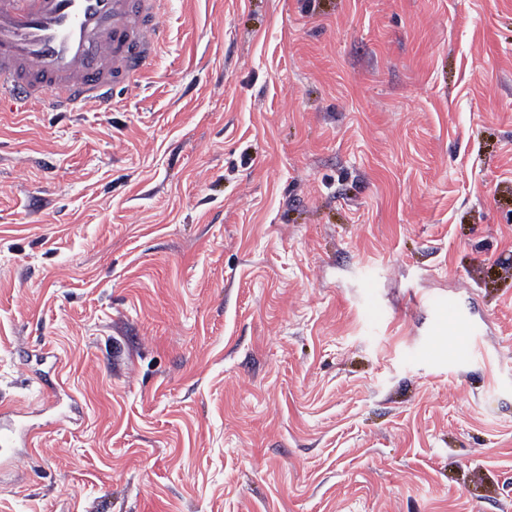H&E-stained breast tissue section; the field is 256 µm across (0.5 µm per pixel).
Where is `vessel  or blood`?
<instances>
[{
	"mask_svg": "<svg viewBox=\"0 0 512 512\" xmlns=\"http://www.w3.org/2000/svg\"><path fill=\"white\" fill-rule=\"evenodd\" d=\"M160 0H0V99L110 103L154 60Z\"/></svg>",
	"mask_w": 512,
	"mask_h": 512,
	"instance_id": "b4317fda",
	"label": "vessel or blood"
}]
</instances>
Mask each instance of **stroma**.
<instances>
[{
    "label": "stroma",
    "mask_w": 512,
    "mask_h": 512,
    "mask_svg": "<svg viewBox=\"0 0 512 512\" xmlns=\"http://www.w3.org/2000/svg\"><path fill=\"white\" fill-rule=\"evenodd\" d=\"M160 27L0 105V512H512V0Z\"/></svg>",
    "instance_id": "35a3bbf8"
}]
</instances>
